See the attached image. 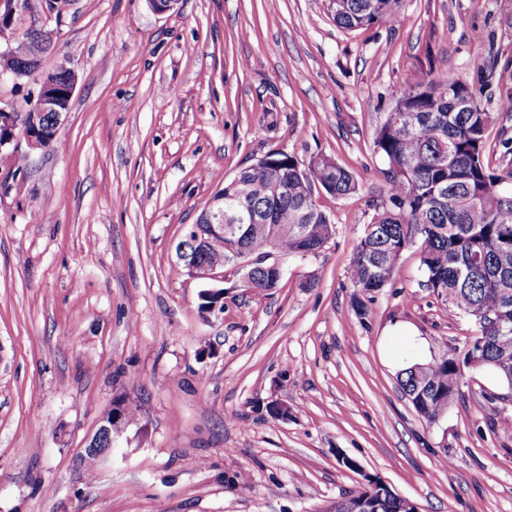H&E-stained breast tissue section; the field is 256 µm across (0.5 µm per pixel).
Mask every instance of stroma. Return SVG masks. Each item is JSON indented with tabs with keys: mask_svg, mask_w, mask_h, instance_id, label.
<instances>
[{
	"mask_svg": "<svg viewBox=\"0 0 512 512\" xmlns=\"http://www.w3.org/2000/svg\"><path fill=\"white\" fill-rule=\"evenodd\" d=\"M0 9V52L48 30L42 69L78 76L57 148H0V512H331L373 482L418 512H512V385L465 370L431 423L396 380L478 325L423 288L417 248L366 317L350 279L387 193L373 136L406 87L461 76L494 117L493 166L512 169V0H404L358 30L328 0ZM273 151L330 157L359 189L320 197L334 234L282 257L280 288L226 276L223 312L203 314L176 246ZM117 401L137 419L87 474L79 457Z\"/></svg>",
	"mask_w": 512,
	"mask_h": 512,
	"instance_id": "35a3bbf8",
	"label": "stroma"
}]
</instances>
